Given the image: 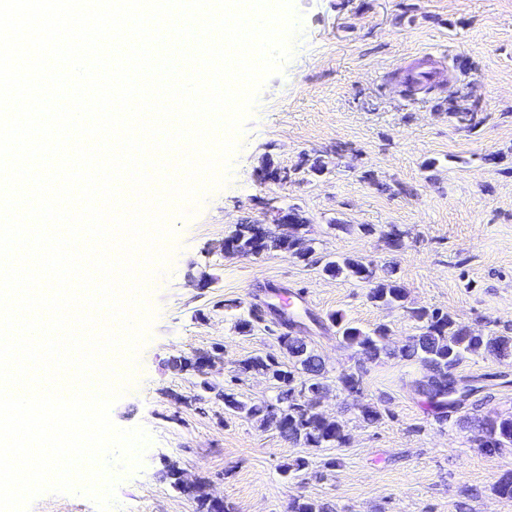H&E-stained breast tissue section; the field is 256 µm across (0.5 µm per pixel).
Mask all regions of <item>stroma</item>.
I'll return each mask as SVG.
<instances>
[{"label": "stroma", "mask_w": 512, "mask_h": 512, "mask_svg": "<svg viewBox=\"0 0 512 512\" xmlns=\"http://www.w3.org/2000/svg\"><path fill=\"white\" fill-rule=\"evenodd\" d=\"M294 6L292 57L259 91L223 182L188 215L169 214L168 258L147 282L148 336L111 408L116 426L144 427L151 443L141 467L122 472L115 499L128 512H197L192 495L162 477L174 462L232 512H288L299 497L335 512H512L494 490L512 474V449L487 452L459 425L512 414V357L472 355L456 367L458 382L482 389L443 419L411 388L423 367L360 361L328 321L338 312L365 330L388 325L398 347L417 333L407 309L427 307L474 333L512 336V0ZM425 54L444 81L405 95L397 78ZM316 161L322 172L311 171ZM276 207L305 219L311 260L216 250L237 225L270 224ZM393 225L404 233L396 249L382 237ZM340 256L395 267L404 307L376 305L366 284L324 275L323 263ZM274 288L307 293L306 336L327 370L318 409L343 425L346 447L288 443L225 413L197 373L172 365L221 346L224 364L210 381L245 400L272 399L266 376H233L239 360L280 352L266 326L234 328ZM357 370L364 401L382 413L372 425L337 382ZM298 457L308 469L284 478L281 465Z\"/></svg>", "instance_id": "1"}]
</instances>
